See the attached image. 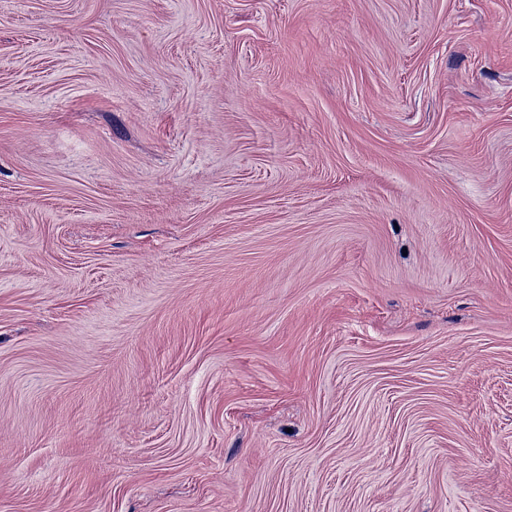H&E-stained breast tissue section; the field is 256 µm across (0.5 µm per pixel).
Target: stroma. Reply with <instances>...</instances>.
<instances>
[{"instance_id": "obj_1", "label": "stroma", "mask_w": 512, "mask_h": 512, "mask_svg": "<svg viewBox=\"0 0 512 512\" xmlns=\"http://www.w3.org/2000/svg\"><path fill=\"white\" fill-rule=\"evenodd\" d=\"M0 512H512V0H0Z\"/></svg>"}]
</instances>
